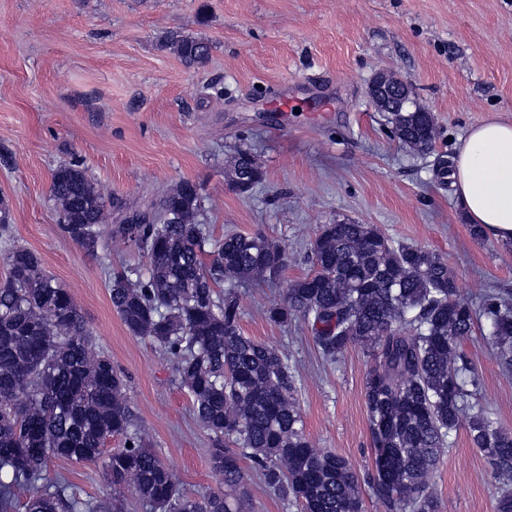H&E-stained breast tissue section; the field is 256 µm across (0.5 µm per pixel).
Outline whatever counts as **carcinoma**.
I'll use <instances>...</instances> for the list:
<instances>
[{
    "instance_id": "obj_1",
    "label": "carcinoma",
    "mask_w": 512,
    "mask_h": 512,
    "mask_svg": "<svg viewBox=\"0 0 512 512\" xmlns=\"http://www.w3.org/2000/svg\"><path fill=\"white\" fill-rule=\"evenodd\" d=\"M165 46L188 66L210 55L208 42L177 32ZM385 116L403 146L433 149L434 123L423 125L416 112ZM252 159L239 150L230 161L228 181L240 193L236 165ZM50 199L63 233L98 257L99 227L121 200L107 203L77 161L54 170ZM201 208L198 185L184 180L136 215L139 223L111 230V242L144 254L147 273L113 275L109 297L126 330L163 350L191 394L224 490L196 498L174 482L150 438L133 428L126 380L96 348L73 295L34 252L12 247L0 283V512L17 503L24 512H110L101 500L66 498L62 480H47L52 457L100 465L150 512H241L251 481L245 460L299 512H362L360 474L304 433L296 368L241 331L239 288L274 282L287 266L286 246L262 234L213 240L197 222ZM308 259L310 272L266 315L282 325L301 320L328 360L355 344L372 358L364 399L375 497L388 512H437L426 478L463 427L500 483L495 512H512V431L478 404L481 377L461 350L483 319L488 348L512 374V302L496 292L476 307L457 300L439 255L394 242L374 224L322 225ZM112 436L127 445L106 450Z\"/></svg>"
}]
</instances>
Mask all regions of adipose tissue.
Instances as JSON below:
<instances>
[{
  "label": "adipose tissue",
  "instance_id": "1",
  "mask_svg": "<svg viewBox=\"0 0 512 512\" xmlns=\"http://www.w3.org/2000/svg\"><path fill=\"white\" fill-rule=\"evenodd\" d=\"M449 178L470 223L512 242V122L487 120L460 139Z\"/></svg>",
  "mask_w": 512,
  "mask_h": 512
}]
</instances>
